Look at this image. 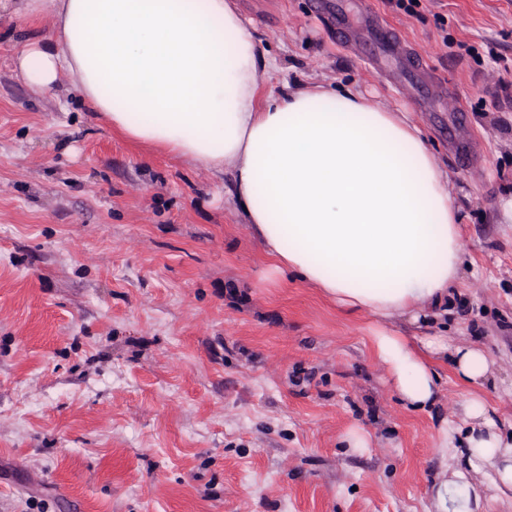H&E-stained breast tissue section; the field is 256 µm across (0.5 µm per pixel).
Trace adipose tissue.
I'll list each match as a JSON object with an SVG mask.
<instances>
[{
    "label": "adipose tissue",
    "instance_id": "adipose-tissue-1",
    "mask_svg": "<svg viewBox=\"0 0 512 512\" xmlns=\"http://www.w3.org/2000/svg\"><path fill=\"white\" fill-rule=\"evenodd\" d=\"M54 16L22 42L14 70L40 92L76 91L130 143L231 178V201L267 259L265 279L317 288L375 324L372 350L400 403L431 409L440 364L467 390L444 445L458 462L440 512H473L468 470L492 467L512 492V431L477 388L478 347L411 340L397 319L445 324L469 258L453 182L423 129L335 83L268 92L254 28L237 0H0V14Z\"/></svg>",
    "mask_w": 512,
    "mask_h": 512
}]
</instances>
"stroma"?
I'll list each match as a JSON object with an SVG mask.
<instances>
[{
    "instance_id": "35a3bbf8",
    "label": "stroma",
    "mask_w": 512,
    "mask_h": 512,
    "mask_svg": "<svg viewBox=\"0 0 512 512\" xmlns=\"http://www.w3.org/2000/svg\"><path fill=\"white\" fill-rule=\"evenodd\" d=\"M316 0H239L266 88L333 82L409 113L455 186L472 257L448 341L481 347L480 393L512 424V0L372 6L458 112H421L342 47ZM0 43V512H438L443 424L465 391L440 366L405 409L370 323L261 279L229 176L136 148L74 94L15 75ZM465 127L478 170L449 137ZM370 431V448L344 447Z\"/></svg>"
}]
</instances>
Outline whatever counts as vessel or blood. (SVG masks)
I'll use <instances>...</instances> for the list:
<instances>
[{
    "mask_svg": "<svg viewBox=\"0 0 512 512\" xmlns=\"http://www.w3.org/2000/svg\"><path fill=\"white\" fill-rule=\"evenodd\" d=\"M316 8L330 20L337 41L358 49L374 73L410 86L416 105H432L439 92L423 77L420 53L410 48L368 0H316Z\"/></svg>",
    "mask_w": 512,
    "mask_h": 512,
    "instance_id": "b4317fda",
    "label": "vessel or blood"
}]
</instances>
